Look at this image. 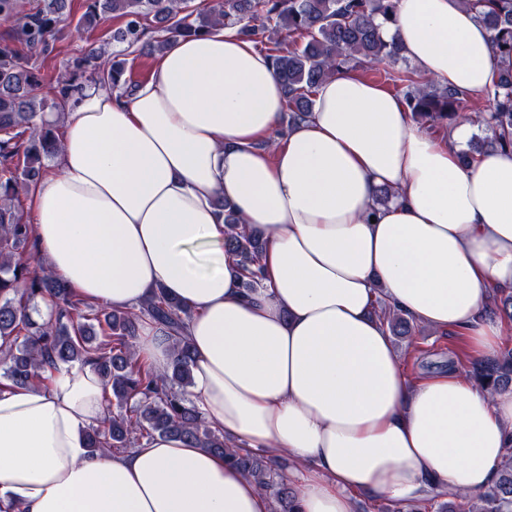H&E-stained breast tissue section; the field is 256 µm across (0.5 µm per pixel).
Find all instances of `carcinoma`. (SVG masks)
<instances>
[{"instance_id":"cac0c4a2","label":"carcinoma","mask_w":512,"mask_h":512,"mask_svg":"<svg viewBox=\"0 0 512 512\" xmlns=\"http://www.w3.org/2000/svg\"><path fill=\"white\" fill-rule=\"evenodd\" d=\"M67 0H43L35 13L18 16V0H0V19L17 20L9 39L0 42V375L13 385L44 382L46 367L90 362L111 390L117 411L87 433L93 452H123L156 435L180 437L195 448L224 455L245 477L271 499L273 512H296L299 490L263 457L224 441L193 401V358L183 331L190 312L175 299L157 291L138 308L118 311L94 307L76 299L66 283L45 269L30 266L36 251L32 225L25 217L22 198L45 170L44 161L59 151L55 129L35 118L48 109L62 113L67 93L85 72L94 55L73 63L69 75L46 83L23 53L24 46L45 52L62 22ZM397 0H204L187 11L188 0H87L77 26L90 25L102 13L126 19L116 41L132 49L148 46L161 51L166 38L145 40V21L152 20L168 35L191 34L217 24H235L254 43L274 44L272 68L287 96L288 124L305 120L312 112L315 88L354 67L390 68L393 82L403 86L404 103L415 122L433 133L470 121L487 133L497 149L512 150V0H464L491 33L496 73L488 91L490 105L474 109L468 95L439 87L416 76L399 45L384 41L376 23L395 13ZM304 42H298V39ZM88 78L112 85L122 94L138 84L126 76L125 61L112 54L91 70ZM224 210V248L235 255L252 291L260 284L255 269L263 249L259 237L247 230L227 201ZM51 299L54 317L33 316L40 299ZM380 313L393 336H409L412 319L382 306ZM149 323L172 342L174 356L168 368L155 372L136 357V341ZM471 375L494 391L512 386V339L506 338L496 354L473 364ZM436 512H512V447L506 449L497 478L482 495L471 500L450 493Z\"/></svg>"}]
</instances>
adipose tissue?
I'll return each instance as SVG.
<instances>
[{
	"mask_svg": "<svg viewBox=\"0 0 512 512\" xmlns=\"http://www.w3.org/2000/svg\"><path fill=\"white\" fill-rule=\"evenodd\" d=\"M381 31L436 85L492 83L490 32L462 0H397ZM285 108L235 25L170 38L132 95L80 82L64 114L39 116L60 150L28 194L37 262L90 304L130 310L161 288L187 308L193 402L231 444L307 461L297 512L484 492L512 447V387L489 393L453 365L412 377L373 309L382 297L476 355L498 349L487 310L512 289V151L460 166L472 123L438 138L352 71L282 136ZM220 197L264 242L250 296ZM107 393L81 362L40 388L0 384V512H272L179 438L90 453Z\"/></svg>",
	"mask_w": 512,
	"mask_h": 512,
	"instance_id": "obj_1",
	"label": "adipose tissue"
}]
</instances>
